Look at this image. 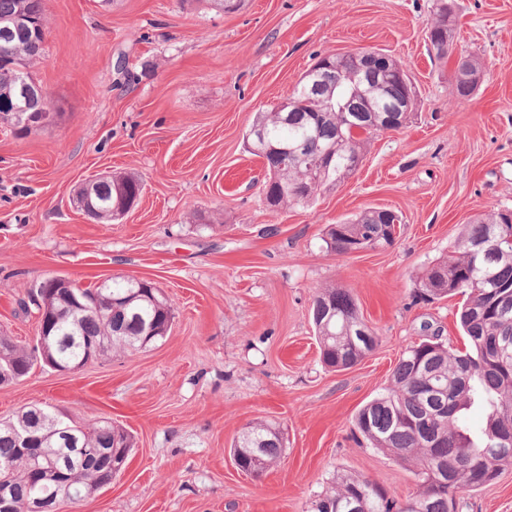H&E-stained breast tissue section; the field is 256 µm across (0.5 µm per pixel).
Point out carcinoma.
I'll return each instance as SVG.
<instances>
[{
    "label": "carcinoma",
    "instance_id": "obj_1",
    "mask_svg": "<svg viewBox=\"0 0 512 512\" xmlns=\"http://www.w3.org/2000/svg\"><path fill=\"white\" fill-rule=\"evenodd\" d=\"M44 0H0V99L19 108L30 106L21 93L22 84L36 83L31 64L43 57ZM361 59L348 52L322 69L314 91L296 87L294 111L257 113L253 125L266 133V144L251 154L264 160L267 207L286 210L310 204L321 187L343 181L361 164L370 138L378 134L368 123L365 105L368 85L357 82ZM354 105L342 112L339 106ZM304 144L298 156L281 155L271 147ZM336 148L330 171L321 172V154ZM142 183L133 175L111 174L94 186L95 209L87 217L108 224L113 209L132 204L141 196ZM396 225L381 212L366 210L324 231L326 248L338 255L349 254V246L360 241L374 248L394 243ZM427 295L465 297L459 324L468 348L455 352L439 335L428 336L408 347L392 372L386 393L373 399L355 415L353 428L371 447L390 454L414 468L420 482L418 495L402 504L386 489L357 476H343L314 501L312 512H455L460 492L476 490L495 480L503 468L512 466V444L500 437L512 435V345L499 352L496 344L512 341V210L498 209L475 216L464 225L454 245V255L428 267L417 280ZM130 279L114 281L109 288L96 285L56 291L50 297L54 329L41 336L38 346L27 349L0 338V367H10L17 378L26 376L43 350L57 361L75 365L84 360L104 359L113 353L141 349L147 331L173 318L164 298L153 299ZM89 301L88 309L76 312L71 294ZM312 322L324 364L337 371L362 361L376 349L379 337L360 314L355 297L346 288L316 291ZM363 326L366 340L357 334ZM105 336L108 348L92 350ZM485 413V423L473 434L460 425L461 416L473 406ZM28 424L47 434L41 448L34 449L55 460H68L67 486L33 474L29 458L19 451L14 427ZM131 452L133 439L124 429L101 420L78 424L47 407L29 406L9 419L0 420V485L7 488L11 512H28L35 497L54 512L58 499L70 493V501L87 500L105 486L98 463L114 450L116 441ZM282 434L265 421L246 424L233 444L240 464L251 466L259 458L264 468L282 456Z\"/></svg>",
    "mask_w": 512,
    "mask_h": 512
}]
</instances>
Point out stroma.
<instances>
[{"label": "stroma", "mask_w": 512, "mask_h": 512, "mask_svg": "<svg viewBox=\"0 0 512 512\" xmlns=\"http://www.w3.org/2000/svg\"><path fill=\"white\" fill-rule=\"evenodd\" d=\"M455 4L457 55L483 65L465 101L453 93L454 57L429 50L434 0H250L236 13L208 0H46L35 74L55 110L25 133L0 124V335L34 343L32 292L51 277L85 287L145 278L175 313L150 348L76 372L38 363L0 386V419L42 404L134 437L125 473L62 512H311L343 475L403 502L417 494L409 468L356 442L352 420L385 393L422 323L463 348L461 296L424 300L416 280L472 217L512 208V0ZM361 49L407 67L405 126L372 138L359 170L308 206L268 210L265 164L244 145L256 113L321 56ZM103 171L144 183L109 224L71 202ZM368 208L400 215L394 245L327 250L325 227ZM326 286L349 289L380 339L346 371L324 366L314 336L312 300ZM257 420L285 447L255 478L231 447ZM456 512H512V466L460 493Z\"/></svg>", "instance_id": "stroma-1"}]
</instances>
